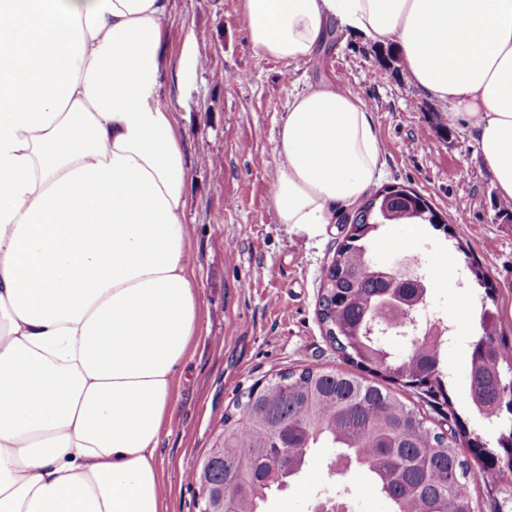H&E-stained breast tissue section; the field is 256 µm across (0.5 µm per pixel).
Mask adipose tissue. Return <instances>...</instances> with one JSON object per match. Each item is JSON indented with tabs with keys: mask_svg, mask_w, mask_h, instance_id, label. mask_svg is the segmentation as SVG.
<instances>
[{
	"mask_svg": "<svg viewBox=\"0 0 512 512\" xmlns=\"http://www.w3.org/2000/svg\"><path fill=\"white\" fill-rule=\"evenodd\" d=\"M288 63L340 24L394 44L512 200V0H240ZM169 0H0V512H161L157 449L198 332ZM271 204L331 224L379 175L364 100L286 106Z\"/></svg>",
	"mask_w": 512,
	"mask_h": 512,
	"instance_id": "1",
	"label": "adipose tissue"
}]
</instances>
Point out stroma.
I'll use <instances>...</instances> for the list:
<instances>
[{"mask_svg": "<svg viewBox=\"0 0 512 512\" xmlns=\"http://www.w3.org/2000/svg\"><path fill=\"white\" fill-rule=\"evenodd\" d=\"M169 25L172 67L160 98L175 114L188 168L186 216L201 317L158 450L163 512H200L184 476L252 387L288 370L348 368L325 336L318 297L323 270L349 226L341 216L332 224H281L270 201L286 103L310 85L344 87L365 101L382 149L376 188L411 187L448 225L444 233L412 225L399 246L390 243V228H381L375 258L392 265L419 248L432 266L459 243L486 274L484 287H462L453 275L433 280L428 299L431 315L454 321V338L441 351L445 389L467 429L483 430L469 395L470 345L484 306L512 344V214L479 162L475 135L456 124L441 127V107L410 81L395 51L343 26H334L313 58L288 64L252 50L239 0H171ZM333 456V449H314L307 473L269 496L263 512H310L316 492L347 486L352 512H389L365 471L329 473Z\"/></svg>", "mask_w": 512, "mask_h": 512, "instance_id": "1", "label": "stroma"}]
</instances>
